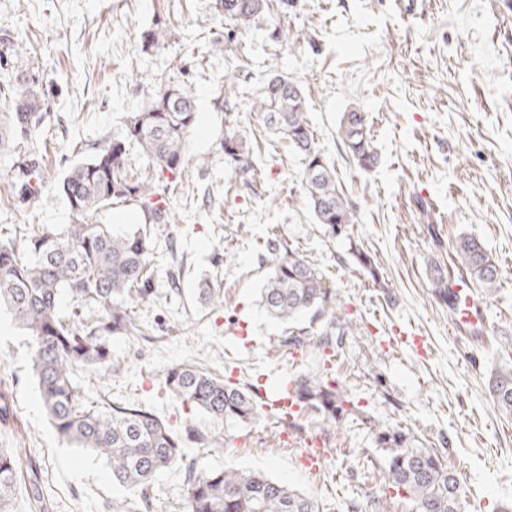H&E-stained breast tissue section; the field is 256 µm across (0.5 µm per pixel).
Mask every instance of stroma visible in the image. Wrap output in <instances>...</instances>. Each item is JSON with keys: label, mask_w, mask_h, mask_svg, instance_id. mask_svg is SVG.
Wrapping results in <instances>:
<instances>
[{"label": "stroma", "mask_w": 512, "mask_h": 512, "mask_svg": "<svg viewBox=\"0 0 512 512\" xmlns=\"http://www.w3.org/2000/svg\"><path fill=\"white\" fill-rule=\"evenodd\" d=\"M216 0H0V85L32 87L46 118L20 153L0 152V239L15 225L70 223L57 189L92 149L119 137L127 113L161 84L192 83L197 121L180 180L159 179L171 224L148 222L135 204L100 214L114 232L142 228L153 249L152 294L130 303L146 336H116V370L82 371L97 405L151 410L177 432L223 438L220 448L186 443L199 467L259 471L317 500L326 512H415L386 495L372 428L398 425L434 446L472 490L467 512H512V418L488 392L491 372L512 364V19L496 0H272L269 15L227 30ZM158 37L144 47L145 33ZM238 49L224 59L225 42ZM25 45L14 53L13 44ZM297 81L318 144L356 209L340 235L316 223L285 142L251 104L265 81ZM364 112L377 164L349 161L338 141L343 112ZM255 134V177L224 156V138ZM38 169V195L11 180L18 158ZM475 235L496 259L501 288L485 302V338L455 335L448 308L431 293L448 271L452 245ZM307 257L336 295V314L357 326L334 360L310 344L292 352L288 327L259 304L271 271L265 244ZM369 254L378 280L352 252ZM215 300L200 304L199 280ZM31 340L0 312V448L22 451L41 470L53 512H105L127 498L106 462L58 437L30 363ZM192 364L243 384L332 372L359 401L337 424L302 411L291 423L261 412L251 423L214 421L164 388L167 368ZM319 470L300 456L314 444ZM150 512H185L180 468L152 483Z\"/></svg>", "instance_id": "35a3bbf8"}]
</instances>
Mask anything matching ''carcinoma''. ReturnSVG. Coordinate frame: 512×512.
Instances as JSON below:
<instances>
[{"label": "carcinoma", "instance_id": "carcinoma-1", "mask_svg": "<svg viewBox=\"0 0 512 512\" xmlns=\"http://www.w3.org/2000/svg\"><path fill=\"white\" fill-rule=\"evenodd\" d=\"M270 0H218L224 23L242 27L270 9ZM11 107L0 113V147L19 136L32 137L42 115V99L33 88H9ZM252 110L266 128L287 143L302 161V183L317 223L339 231L355 223V209L336 181V172L315 142L308 119V103L289 77L275 74L262 89ZM196 121L194 88L170 81L139 112L124 117L120 139L95 149L74 166L59 185L72 216L63 228L51 224H18L28 258L0 243V305L31 339L30 362L41 401L59 435L77 448L103 457L112 484L137 492L127 502H109L108 512H142L149 508V487L161 471L181 466L188 485L186 512H320L318 502L263 473L234 469H199L187 461L184 442L203 448L222 447L221 439L188 428L180 437L151 411L134 406L90 404L76 372L96 366H114L111 341L115 336L143 335L131 316L132 297L146 298L151 288V245L140 231L112 232L96 222L99 213L116 200L138 204L149 221L170 224L172 214L158 197L152 179L129 171L127 151L140 148L160 177H182L188 141ZM338 136L346 151L365 171L377 163L364 113H342ZM224 156L242 174L254 171L250 149L240 132L224 138ZM20 195L38 194L42 180L27 164ZM459 270L469 275L484 296L497 292L499 267L492 254L474 236L459 237L454 246ZM272 274L261 288L267 313L293 324L308 317L326 318L316 345L333 349L334 337L346 336L353 323L337 322L336 295L321 272L294 253L274 255ZM73 302L70 317L59 311V300ZM169 391L183 404L217 420L248 423L259 417L254 385L241 386L192 365L167 370ZM301 409L320 413L334 423L357 411L345 391L324 373L296 380ZM488 391L497 410L512 416V366L491 374ZM374 443L383 454L381 484L404 491L416 512H464L467 486L416 436L399 426L377 425ZM23 481L20 449L0 448V512H14L17 484ZM34 505L49 512L51 498L45 482L29 479Z\"/></svg>", "mask_w": 512, "mask_h": 512}]
</instances>
